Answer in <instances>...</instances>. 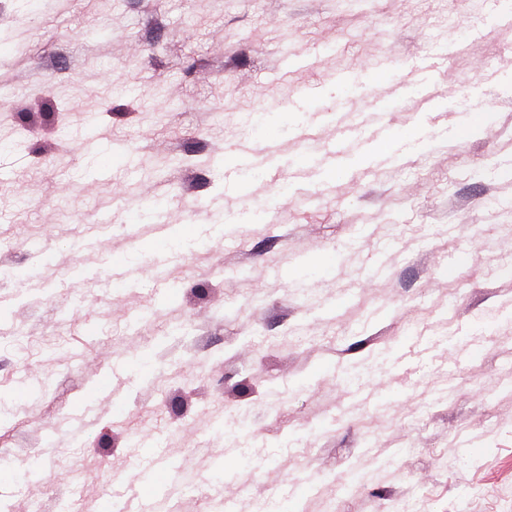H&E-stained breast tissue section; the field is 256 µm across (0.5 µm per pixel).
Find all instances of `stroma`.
Returning a JSON list of instances; mask_svg holds the SVG:
<instances>
[{
  "label": "stroma",
  "mask_w": 512,
  "mask_h": 512,
  "mask_svg": "<svg viewBox=\"0 0 512 512\" xmlns=\"http://www.w3.org/2000/svg\"><path fill=\"white\" fill-rule=\"evenodd\" d=\"M478 9L0 0V208L23 204L0 222L1 506L512 512V21L448 27ZM390 58L406 78L378 77ZM351 68L367 88L343 97ZM466 102L490 118L460 139ZM355 123L389 125L397 165L330 155ZM88 136L129 143L130 168L101 174ZM152 200L161 223H129ZM184 224L199 239L164 277L114 287Z\"/></svg>",
  "instance_id": "1"
}]
</instances>
